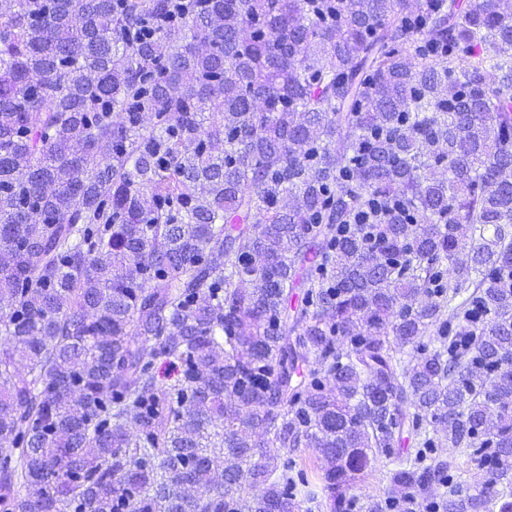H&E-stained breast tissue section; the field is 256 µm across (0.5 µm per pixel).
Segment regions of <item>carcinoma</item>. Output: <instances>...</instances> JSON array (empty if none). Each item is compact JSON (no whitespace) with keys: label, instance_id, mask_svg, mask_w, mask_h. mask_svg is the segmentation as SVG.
<instances>
[{"label":"carcinoma","instance_id":"obj_1","mask_svg":"<svg viewBox=\"0 0 512 512\" xmlns=\"http://www.w3.org/2000/svg\"><path fill=\"white\" fill-rule=\"evenodd\" d=\"M0 187V512H512V0H0ZM289 457L294 458L297 462L296 468L293 470L292 473L289 472V474L293 475L294 477H297V471L303 468V472L308 481H310L312 484H319L318 476L321 472L317 467V462L314 455L312 454L311 449L298 448V450L293 455L284 454L282 456V462H287ZM392 467L385 462L378 463L375 468L356 481L351 493L356 495L361 502H364L368 496L382 494L389 484V471Z\"/></svg>","mask_w":512,"mask_h":512}]
</instances>
